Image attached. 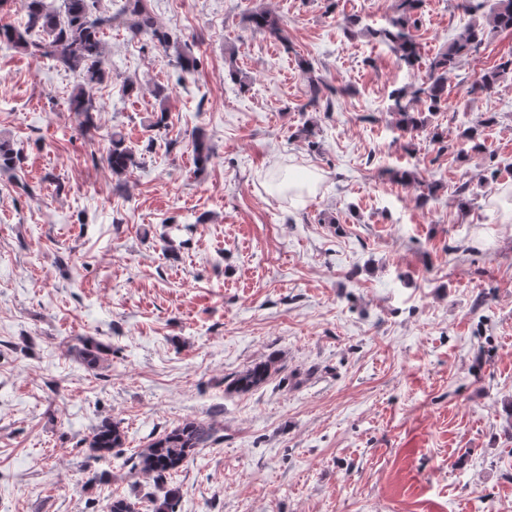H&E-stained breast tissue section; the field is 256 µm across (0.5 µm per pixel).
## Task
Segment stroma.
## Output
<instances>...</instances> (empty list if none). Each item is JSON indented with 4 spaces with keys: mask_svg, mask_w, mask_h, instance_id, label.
<instances>
[{
    "mask_svg": "<svg viewBox=\"0 0 512 512\" xmlns=\"http://www.w3.org/2000/svg\"><path fill=\"white\" fill-rule=\"evenodd\" d=\"M147 3L198 68L114 25L86 132L75 75L0 47V140L25 157L0 173V512H107L116 497L153 512L162 489L126 461L189 421L214 432L173 476L175 512H512V222L483 182L492 161L512 188V74L471 91L512 33L449 74L437 143L389 111L423 70L348 30L385 25L395 0ZM262 7L287 43L249 28ZM470 20L424 0L423 58ZM313 76L339 89L332 110L307 108ZM163 107L167 130L150 129ZM489 109L485 152L459 155ZM115 132L139 162L121 179L105 161ZM196 133L214 150L202 170ZM308 169L316 195L268 187ZM403 169L441 190L421 203ZM83 338L106 346L99 367L78 358ZM268 358V382L229 388ZM106 419L126 441L95 461ZM497 117V112L489 110L482 114L473 126L464 128L459 137L462 145L459 149V153L464 154L467 151L463 145L467 146V149L471 151H482L483 147L479 141L478 128L485 125L495 124L497 122Z\"/></svg>",
    "mask_w": 512,
    "mask_h": 512,
    "instance_id": "obj_1",
    "label": "stroma"
}]
</instances>
